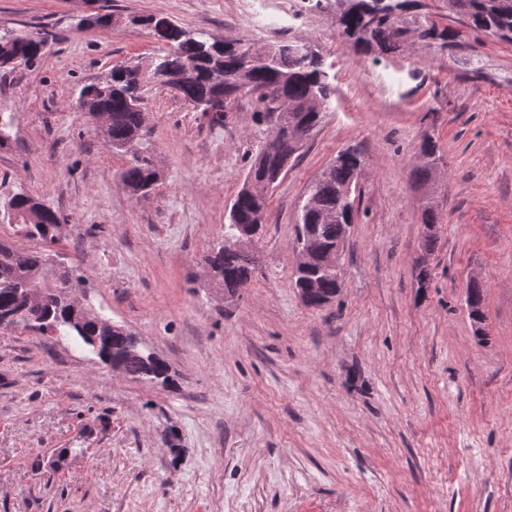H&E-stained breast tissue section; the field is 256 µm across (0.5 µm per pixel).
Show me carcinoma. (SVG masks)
<instances>
[{
  "label": "carcinoma",
  "mask_w": 512,
  "mask_h": 512,
  "mask_svg": "<svg viewBox=\"0 0 512 512\" xmlns=\"http://www.w3.org/2000/svg\"><path fill=\"white\" fill-rule=\"evenodd\" d=\"M378 2L380 0H356L337 19L342 32L353 40L359 50H398L400 46L396 43V36L403 28L420 41L448 38V30H438L428 18L404 17L399 13L402 6L416 0H386L384 9L377 8ZM448 2L450 12L464 17L470 28L512 41V0ZM141 20L149 35L165 46L164 54L159 57L164 68L179 72L191 66L190 77L172 90L211 122L224 123L241 96L254 100L253 119L263 133V140L256 152L249 156L246 177H271L277 170V159L269 151L268 140L272 134L271 117L278 111L280 96H287L292 106L288 111V123L309 124L315 129L322 122L333 88L317 54L300 58L291 52V41L263 46L243 44L232 51L225 44L215 42L210 34L189 30L166 16L148 15ZM48 36L47 32L23 33L0 29V67L9 64L17 55L27 59V65H33L44 53L43 46L48 44ZM216 69L224 70L230 84L224 86L225 97L220 107L208 112L203 104L212 103L218 95L211 82L212 72ZM151 83L169 86L152 72L137 81L131 79L129 67H115L112 69V89L105 97L111 114L105 141L115 152L128 156L121 178L134 195L140 194L144 183L159 179L145 147L149 130L145 124L144 92L133 91L135 85L145 87ZM417 159L419 162L414 164L412 174L424 184L430 179L428 165L443 161L433 136L423 138ZM364 167L365 159L359 147L349 146L339 151L329 164L325 178L312 182L306 193V199L314 201L315 208H300L295 242H300L304 225L318 223L320 251L317 265L294 271V286L300 290L317 283L312 295L318 299H334L340 292L336 273L327 271L329 249L346 238L353 224L354 200L343 196L342 191L347 185L357 183ZM8 207L9 223L16 227V234L47 244L55 243L62 218L44 199L19 192L10 198ZM266 208L267 199L239 189L229 208L224 237H238L248 226L264 224ZM205 261L210 268L212 283L229 294L237 293L251 280L254 257L248 251L226 252L221 243L209 252ZM48 269L46 254L17 249L9 242L0 241V326L42 329L55 325L62 337L109 366H122L135 379L157 384L169 381L170 366L164 359L157 356L149 367H143L140 361L125 356L122 338L110 331L99 330L95 316L74 312L63 292L67 280L75 279L73 272L66 269L57 278L50 279L47 277ZM29 288H54L58 298L39 312L30 311L24 300ZM94 334L105 337L99 350L87 340Z\"/></svg>",
  "instance_id": "1"
}]
</instances>
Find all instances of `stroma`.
<instances>
[{
    "instance_id": "1",
    "label": "stroma",
    "mask_w": 512,
    "mask_h": 512,
    "mask_svg": "<svg viewBox=\"0 0 512 512\" xmlns=\"http://www.w3.org/2000/svg\"><path fill=\"white\" fill-rule=\"evenodd\" d=\"M110 2L114 15H165L224 40H302L336 95L269 192L255 271L228 306L203 258L261 139L253 101L217 125L148 90L160 180L132 195L126 156L77 97L160 43L140 27L82 25L88 0H0V29L55 35L33 67L0 73L13 115L0 204L25 192L66 219L47 248L3 217L0 239L77 270L96 311L173 375L138 381L51 332L0 328V512H512V42L442 0L417 13L447 28V45L372 54L338 28L339 0ZM427 134L445 164L429 250L411 174ZM354 144L367 167L345 286L310 308L292 284L299 209ZM473 280L482 342L466 311Z\"/></svg>"
}]
</instances>
